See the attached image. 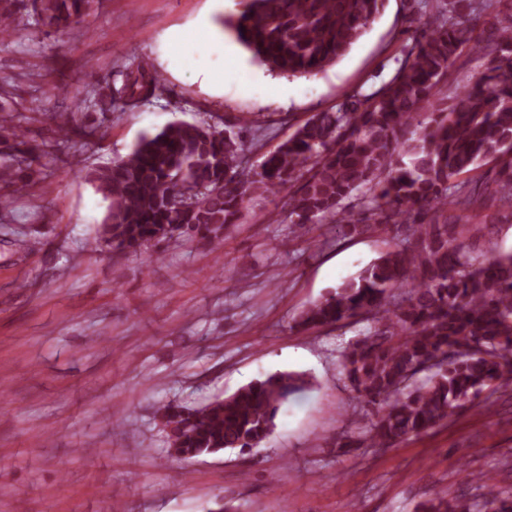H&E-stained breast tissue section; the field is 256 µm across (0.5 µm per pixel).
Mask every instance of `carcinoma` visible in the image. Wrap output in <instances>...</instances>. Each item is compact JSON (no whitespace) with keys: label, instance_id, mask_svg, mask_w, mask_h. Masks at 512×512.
I'll return each mask as SVG.
<instances>
[{"label":"carcinoma","instance_id":"obj_1","mask_svg":"<svg viewBox=\"0 0 512 512\" xmlns=\"http://www.w3.org/2000/svg\"><path fill=\"white\" fill-rule=\"evenodd\" d=\"M386 0H246L225 26L269 70L311 75L337 62L362 37ZM89 0H31L35 23L79 30ZM473 0H452L404 47L393 75L359 90L336 111L313 115L260 170L245 144L206 122H177L143 135L126 156L72 172L108 202L106 246L137 253L183 239L212 245L238 223L246 192L288 190L289 223L305 229L329 214L361 234L389 224L396 242L357 277L303 309L296 325L339 329L366 324L340 351L347 386L362 404V429L376 448L427 433L465 407H486L512 386V252L482 259L448 232L467 224L476 187L456 177L496 162L495 192L512 207V26L483 49L488 66L454 98L444 118L426 112L470 40ZM159 75L140 62L125 73V104L156 96ZM361 188L359 210L343 202ZM304 378L277 372L204 405L170 400L157 409L175 461L225 449L250 450L271 433ZM466 477L484 489L477 508L439 499L424 512H512V495L487 473Z\"/></svg>","mask_w":512,"mask_h":512}]
</instances>
